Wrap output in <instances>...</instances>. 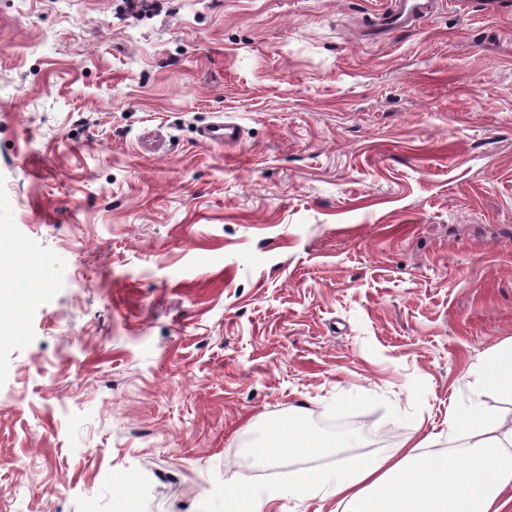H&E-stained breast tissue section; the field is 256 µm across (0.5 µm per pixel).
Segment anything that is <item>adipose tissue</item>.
Returning <instances> with one entry per match:
<instances>
[{"label": "adipose tissue", "instance_id": "obj_1", "mask_svg": "<svg viewBox=\"0 0 512 512\" xmlns=\"http://www.w3.org/2000/svg\"><path fill=\"white\" fill-rule=\"evenodd\" d=\"M471 407L451 414L446 446L433 436L411 438L390 452L362 459L350 469L316 472L295 483L300 501L335 500L332 512H505L512 489V426L482 403L491 394L512 402V339L485 352L466 374ZM350 437L327 441L296 421L272 429L254 448L272 462L290 453L320 454L353 445ZM277 485L230 482L224 512H275Z\"/></svg>", "mask_w": 512, "mask_h": 512}]
</instances>
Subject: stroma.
I'll return each mask as SVG.
<instances>
[{"label": "stroma", "instance_id": "1", "mask_svg": "<svg viewBox=\"0 0 512 512\" xmlns=\"http://www.w3.org/2000/svg\"><path fill=\"white\" fill-rule=\"evenodd\" d=\"M0 0V512H224L438 433L512 338V0ZM242 141L208 145L211 122ZM301 411L355 448L265 465ZM384 11L377 13L380 26L388 32L410 29L431 13L435 0H391ZM229 481L228 489H224L225 512H280L274 509L275 502L280 498L277 485L256 488L245 481Z\"/></svg>", "mask_w": 512, "mask_h": 512}]
</instances>
